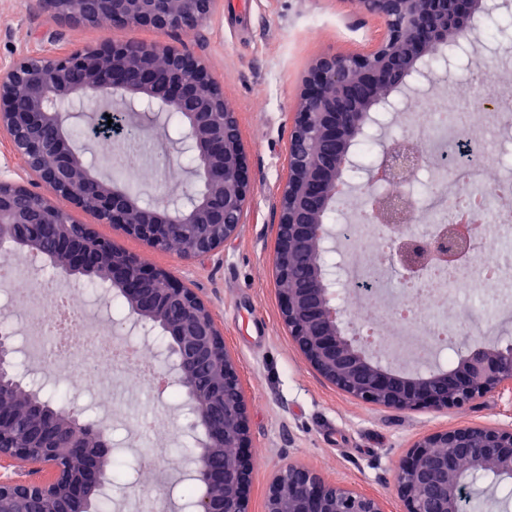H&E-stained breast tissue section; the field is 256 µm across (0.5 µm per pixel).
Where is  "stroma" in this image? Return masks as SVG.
<instances>
[{"instance_id":"stroma-1","label":"stroma","mask_w":512,"mask_h":512,"mask_svg":"<svg viewBox=\"0 0 512 512\" xmlns=\"http://www.w3.org/2000/svg\"><path fill=\"white\" fill-rule=\"evenodd\" d=\"M383 30L380 17L358 13L352 0H220L200 30L169 35V43L200 54L221 81L247 151L250 201L238 234L211 260L191 264L177 253L152 250L69 201H57L126 252L179 276L210 305L238 364L249 406L255 465L245 512H265L269 479L291 462L378 496L386 512H404L395 468L420 437L457 425L512 427V406L494 394L442 411H396L359 402L307 363L280 317L273 277L277 202L303 77L320 55L366 51ZM109 38L152 42L157 35L137 27L115 29L105 21L71 28L39 10L36 0H0V69L33 48H92ZM119 392L129 418H113L108 398L94 402L90 414L91 420L112 422L119 445L111 466L112 492L118 499L129 493L141 461L157 450L125 445L136 415L160 420V450L167 455L187 454L195 445L185 428L182 388L172 387L165 398L132 384Z\"/></svg>"}]
</instances>
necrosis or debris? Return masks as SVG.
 I'll use <instances>...</instances> for the list:
<instances>
[{
	"label": "necrosis or debris",
	"instance_id": "obj_1",
	"mask_svg": "<svg viewBox=\"0 0 512 512\" xmlns=\"http://www.w3.org/2000/svg\"><path fill=\"white\" fill-rule=\"evenodd\" d=\"M401 118L419 134L420 166L433 184L426 192L417 178L406 183L402 196L414 216L406 232L426 235L439 224L465 223L475 232L476 261L463 275L431 268L406 281L407 297L395 301L398 270L387 259L383 227L358 218L338 227L353 244L345 275L356 287L355 330L378 341L383 356L420 353L444 360L477 303L490 296L499 308L512 307V113L495 101L479 102L472 83L464 82L449 97L419 98ZM490 139L502 155L494 168L486 156ZM6 268V281H26L32 288L24 297L23 320L1 323L0 329L24 341L44 371L64 376L80 393H107L131 375L156 385L154 363L144 350L107 336L58 279L36 277L29 254L14 253Z\"/></svg>",
	"mask_w": 512,
	"mask_h": 512
}]
</instances>
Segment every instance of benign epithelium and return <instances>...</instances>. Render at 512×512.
<instances>
[{"label":"benign epithelium","instance_id":"benign-epithelium-1","mask_svg":"<svg viewBox=\"0 0 512 512\" xmlns=\"http://www.w3.org/2000/svg\"><path fill=\"white\" fill-rule=\"evenodd\" d=\"M219 0H38L41 9L69 24L108 19L115 29L131 25L169 34L195 30ZM384 19L385 34L357 56L324 54L310 65L297 97L288 140L286 172L278 202L276 281L281 317L306 361L338 389L364 403L397 410H442L489 393L512 394V343L496 340L469 347L448 369L426 373L384 363L350 335L346 310L336 304V270L325 263L336 237L325 214L351 192L344 177L358 166L356 146L379 123V113L398 104L396 95L418 92L432 81L434 57L448 72L468 56L475 22L500 7L499 0H355ZM113 97L123 108L112 116L116 134L129 124L128 108L172 110L182 117L184 150L194 177L183 196L145 199L101 176L71 136L62 131L60 106ZM0 138L23 161L29 184L0 180V246L37 254L44 231L55 229L51 265L62 276L97 274L119 289L135 324L159 328L168 339V373L184 389L190 427L202 438L187 477L203 489L187 512H245L254 467L247 452L248 405L238 366L209 306L170 271L151 267L117 248L89 224L73 230L63 197L124 235L159 251L179 242L188 262L209 259L242 222L250 198L247 155L236 113L222 84L203 58L185 46L108 40L94 48L27 52L0 73ZM420 160L412 146L382 144L378 168L367 173L366 219L378 220L386 200L390 257L410 278L432 263L456 266L474 249L471 230L442 229L414 239L402 228L409 216L391 189L404 183ZM296 255L308 272L295 277ZM22 346L0 333V512H94L108 484L115 448L112 431L88 424L74 408L54 409L41 388L17 369ZM209 367L207 384L198 381ZM480 478L512 480V428L453 426L417 440L396 470L404 512H461ZM265 512H385L383 501L328 481L317 470L290 463L270 480Z\"/></svg>","mask_w":512,"mask_h":512}]
</instances>
